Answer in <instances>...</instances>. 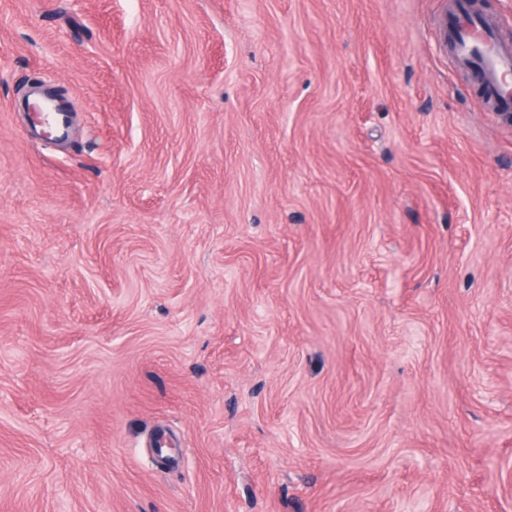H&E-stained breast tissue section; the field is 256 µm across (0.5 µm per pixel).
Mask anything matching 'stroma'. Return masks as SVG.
<instances>
[{"mask_svg":"<svg viewBox=\"0 0 512 512\" xmlns=\"http://www.w3.org/2000/svg\"><path fill=\"white\" fill-rule=\"evenodd\" d=\"M447 4L0 0V512H512V125ZM33 102H36L43 109L44 116L52 123L58 132H62L67 128V110L65 107L57 104L53 100L46 99L41 94H36L33 97Z\"/></svg>","mask_w":512,"mask_h":512,"instance_id":"obj_1","label":"stroma"}]
</instances>
